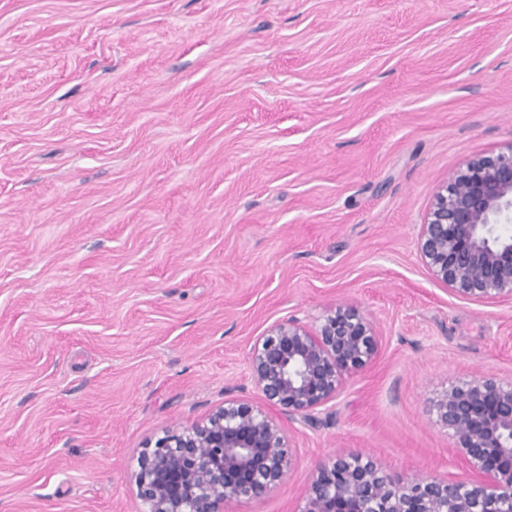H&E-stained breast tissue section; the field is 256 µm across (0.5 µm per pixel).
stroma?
I'll return each instance as SVG.
<instances>
[{
	"instance_id": "stroma-1",
	"label": "stroma",
	"mask_w": 512,
	"mask_h": 512,
	"mask_svg": "<svg viewBox=\"0 0 512 512\" xmlns=\"http://www.w3.org/2000/svg\"><path fill=\"white\" fill-rule=\"evenodd\" d=\"M512 147V0H0V512H142L144 442L263 404L273 322L377 351L289 424L317 466L467 477L432 404L512 381V300L433 279L440 185Z\"/></svg>"
}]
</instances>
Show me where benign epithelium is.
Listing matches in <instances>:
<instances>
[{"label":"benign epithelium","instance_id":"benign-epithelium-1","mask_svg":"<svg viewBox=\"0 0 512 512\" xmlns=\"http://www.w3.org/2000/svg\"><path fill=\"white\" fill-rule=\"evenodd\" d=\"M512 148L466 163L436 192L418 237L432 277L461 298L512 299ZM377 336L357 308L339 306L311 328L271 324L251 348L250 370L268 405L293 420L311 417L364 367ZM468 480L392 479L360 453L320 464L298 512H512V382L458 381L433 404ZM282 421L244 398H226L202 421L172 427L137 458L134 483L145 512H224L259 499L294 468Z\"/></svg>","mask_w":512,"mask_h":512}]
</instances>
